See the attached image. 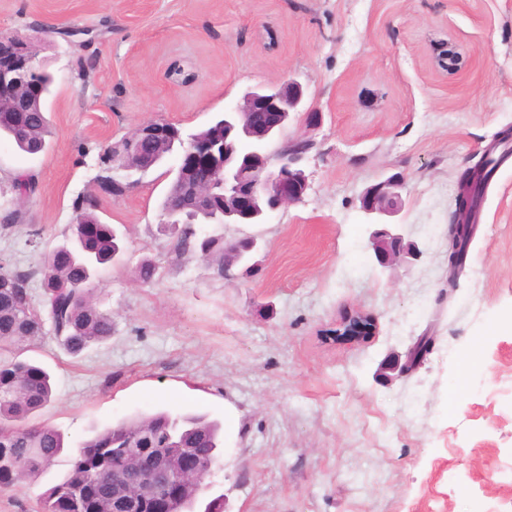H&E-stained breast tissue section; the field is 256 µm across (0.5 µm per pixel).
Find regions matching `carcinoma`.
I'll return each mask as SVG.
<instances>
[{
  "label": "carcinoma",
  "instance_id": "obj_1",
  "mask_svg": "<svg viewBox=\"0 0 512 512\" xmlns=\"http://www.w3.org/2000/svg\"><path fill=\"white\" fill-rule=\"evenodd\" d=\"M24 154L35 143H47L50 129L45 113L20 112L13 120L0 119V135ZM95 223L93 236L85 235L81 220ZM175 249L209 257L219 254L224 263H241L247 253L224 250V237H200L192 224H167ZM124 251V237L104 223L96 208L86 205L69 225L60 243L27 267L0 264V457L12 473L0 469V490L11 488L8 477L35 476L52 464L64 448V438L49 426L27 425L30 416L53 399L48 372L20 358L23 345L50 331L71 355L112 338V314L101 308L93 284L101 268ZM39 284L45 304L39 309L30 288ZM221 426L204 415H172L158 410L123 418L83 440L64 478L39 498V512H112V472L124 471L134 479L136 456L149 448L156 455V471L146 480L154 484L177 475L179 456L194 449L203 463L218 457Z\"/></svg>",
  "mask_w": 512,
  "mask_h": 512
}]
</instances>
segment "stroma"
Returning a JSON list of instances; mask_svg holds the SVG:
<instances>
[{
	"label": "stroma",
	"instance_id": "1",
	"mask_svg": "<svg viewBox=\"0 0 512 512\" xmlns=\"http://www.w3.org/2000/svg\"><path fill=\"white\" fill-rule=\"evenodd\" d=\"M13 33L54 83L47 151L0 139V215H19L0 263L36 261L89 195L126 251L95 281L109 341L74 358L47 336L22 353L55 391L31 422L65 448L0 492V512H34L83 439L161 409L235 416L207 479L224 512H512V157L448 276L458 176L512 128V0H0V35ZM443 48L462 56L456 74L435 69ZM288 80L322 123L293 115L270 146L313 140L303 199L223 229L257 238L250 275L173 252L168 165L120 197L98 186L103 148L141 124L193 132L247 88ZM20 175L35 190L19 202ZM392 176L405 183L393 221L421 255L384 268L360 198ZM145 259L159 266L148 285ZM359 312L372 333L346 334Z\"/></svg>",
	"mask_w": 512,
	"mask_h": 512
}]
</instances>
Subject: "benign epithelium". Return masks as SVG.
<instances>
[{
    "label": "benign epithelium",
    "instance_id": "1",
    "mask_svg": "<svg viewBox=\"0 0 512 512\" xmlns=\"http://www.w3.org/2000/svg\"><path fill=\"white\" fill-rule=\"evenodd\" d=\"M459 57L443 53L434 59L435 67L446 73L458 69ZM39 75L31 51V41L23 34L0 35V103L8 112H38L43 84L29 75ZM304 99L301 84L288 81L248 88L240 100L225 109L221 137L202 140L183 138L176 126L150 121L136 130L121 150H112V195L121 196L136 186L133 174L155 166L157 159L142 157L151 144L166 142L176 156L175 179L192 185V196L179 208L166 212V223L188 224L204 216L212 224H262L273 213L299 202L308 179L298 163L303 150L282 153L278 165L270 168L267 145L287 125L290 113L299 110ZM224 178L222 205L206 202L207 194L219 178ZM403 182L389 178L371 186L361 197V210L367 215L394 214L402 204ZM370 245L380 265L389 266L405 254H417L404 244L395 225L383 224L370 236ZM183 481L169 485L157 512H178L185 482L196 481L206 472L191 450L178 461ZM114 512H128L138 499L152 498L157 489L134 485L116 475Z\"/></svg>",
    "mask_w": 512,
    "mask_h": 512
}]
</instances>
